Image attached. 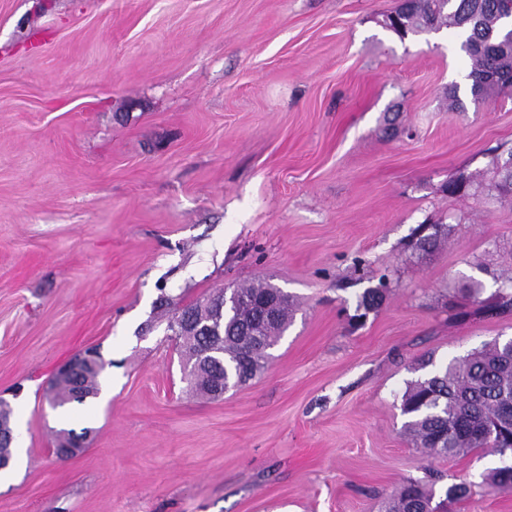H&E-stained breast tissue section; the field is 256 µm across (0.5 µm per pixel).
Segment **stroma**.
<instances>
[{
    "mask_svg": "<svg viewBox=\"0 0 512 512\" xmlns=\"http://www.w3.org/2000/svg\"><path fill=\"white\" fill-rule=\"evenodd\" d=\"M397 4L0 0V396L27 450L0 512H384L411 479L512 512L497 455L431 456L401 414L421 360L512 338L467 294L512 274V197L487 189L512 91L468 95L456 34L400 38ZM461 172L480 187L446 192ZM422 224L437 249L411 247ZM260 282L288 330L199 398L169 320ZM89 346L108 395L69 407L94 439L61 461L48 381Z\"/></svg>",
    "mask_w": 512,
    "mask_h": 512,
    "instance_id": "obj_1",
    "label": "stroma"
}]
</instances>
